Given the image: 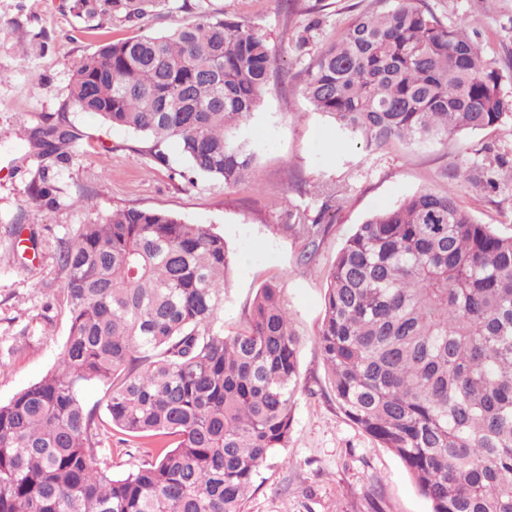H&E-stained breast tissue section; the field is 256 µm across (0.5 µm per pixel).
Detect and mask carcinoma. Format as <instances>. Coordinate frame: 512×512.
Here are the masks:
<instances>
[{
  "mask_svg": "<svg viewBox=\"0 0 512 512\" xmlns=\"http://www.w3.org/2000/svg\"><path fill=\"white\" fill-rule=\"evenodd\" d=\"M359 13L307 70L312 109L372 150L500 126V74L423 0ZM166 0H64L78 18L141 20ZM272 51L220 16L106 43L68 84L79 110L176 141L192 174L234 188L256 152L240 135L261 105ZM63 124L40 159L68 160ZM503 157L462 177L497 189ZM49 167L30 204L55 200ZM300 209L288 228L315 237ZM69 328L58 365L0 402V512H243L259 467L288 446L299 338L283 289L256 295L224 334V237L159 210L125 208L58 240ZM317 344L339 408L407 467L431 512H512V235L479 224L453 187L416 192L357 225L332 266ZM106 387L104 413L83 391ZM162 442L112 474V431Z\"/></svg>",
  "mask_w": 512,
  "mask_h": 512,
  "instance_id": "cac0c4a2",
  "label": "carcinoma"
}]
</instances>
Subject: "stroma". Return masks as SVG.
<instances>
[{
  "instance_id": "35a3bbf8",
  "label": "stroma",
  "mask_w": 512,
  "mask_h": 512,
  "mask_svg": "<svg viewBox=\"0 0 512 512\" xmlns=\"http://www.w3.org/2000/svg\"><path fill=\"white\" fill-rule=\"evenodd\" d=\"M444 26L463 28L493 61L503 97L512 100V0H424ZM379 0H169L141 21L96 20L86 31L61 0H0V401L41 378L58 362L68 328L61 300L59 238L116 208L162 210L223 236L230 257L224 331L242 327L259 288L284 290L300 337L299 388L287 447L260 468L244 512H431L403 462L338 407L316 343L325 313L328 274L357 224L421 190L456 185L461 204L482 224L512 235V123L450 136L440 147L393 144L379 151L312 110L303 95L305 70L349 18L380 10ZM204 15L252 25L274 50L262 103L242 130L257 153L254 180L235 188L203 175L187 181L176 143L164 161L144 135L80 111L67 96L73 64L106 41L160 34ZM31 55L19 61L16 50ZM65 121L76 140L69 161L53 166L56 201L29 206L39 160L33 134ZM500 155L503 189L487 192L456 182V168ZM343 186L334 209L327 188ZM300 207L322 216L327 231L313 257L300 263L306 241L287 229ZM113 449L112 472L135 470L147 439H103Z\"/></svg>"
}]
</instances>
